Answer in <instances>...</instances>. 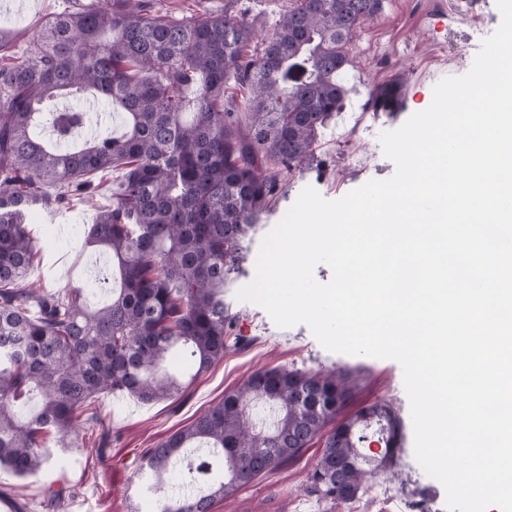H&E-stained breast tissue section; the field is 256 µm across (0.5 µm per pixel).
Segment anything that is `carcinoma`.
I'll return each instance as SVG.
<instances>
[{
  "instance_id": "cac0c4a2",
  "label": "carcinoma",
  "mask_w": 512,
  "mask_h": 512,
  "mask_svg": "<svg viewBox=\"0 0 512 512\" xmlns=\"http://www.w3.org/2000/svg\"><path fill=\"white\" fill-rule=\"evenodd\" d=\"M224 11L173 17L153 0H84L49 18L25 58L0 66V467L28 478L55 465L44 437L79 435L78 419L114 392L144 403L177 400L196 373L224 358L232 314L224 264L314 154L341 111L350 43L383 0H294L262 50L258 19ZM248 91L243 105L230 84ZM121 116L74 145L88 113L58 112L85 94ZM402 83L370 103L392 110ZM121 169L116 184L98 174ZM106 193L85 244L108 258L116 286L93 305L86 289L26 284L37 256L27 218L37 207ZM356 387L345 370L259 369L189 426L147 449L144 512H210L217 498L295 462L323 442L309 492L332 504L368 488V469L395 454L359 451L372 437L401 444V424L378 402L338 419Z\"/></svg>"
}]
</instances>
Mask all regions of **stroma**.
Instances as JSON below:
<instances>
[{
	"instance_id": "stroma-1",
	"label": "stroma",
	"mask_w": 512,
	"mask_h": 512,
	"mask_svg": "<svg viewBox=\"0 0 512 512\" xmlns=\"http://www.w3.org/2000/svg\"><path fill=\"white\" fill-rule=\"evenodd\" d=\"M70 4L71 0H23L11 10L0 9V34H9L15 55L23 56L41 24ZM482 9L488 24L480 33L467 23L460 0H384L377 18L353 38L355 65L346 79L344 110L322 130L314 156L302 168L281 173V191L229 265L224 301L234 316L231 333L239 347L193 381L178 401L143 405L120 392L108 395L98 407V422L80 430L83 450L65 448L56 436H47L55 466L28 479L0 468V498L14 500L24 512H36L44 494L55 491L61 496L58 512H69L73 503L80 512H133L140 501L137 472L147 448L189 425L252 372L284 367L351 371L358 386L348 412L386 402L402 423L403 441L397 450L402 479L375 475L366 493L352 502L351 512H413L419 503L431 504L432 512H447L443 485L427 474L411 472L416 464L413 427L400 364L329 352L307 325L278 327L264 308L238 301L235 292L252 281L262 239L303 188L314 187L323 198L337 200L370 180L394 174L380 134L427 109L440 79L470 69L484 34L493 33L501 23L496 0H483ZM398 77L405 85L397 112L373 111L368 105L371 91ZM95 213L93 204L81 201L35 212L30 229L40 262L29 278L34 287L57 291L89 283L95 259L85 248L84 231ZM320 453V445H313L299 461L217 500L212 512H331L329 505L305 490L307 474Z\"/></svg>"
}]
</instances>
